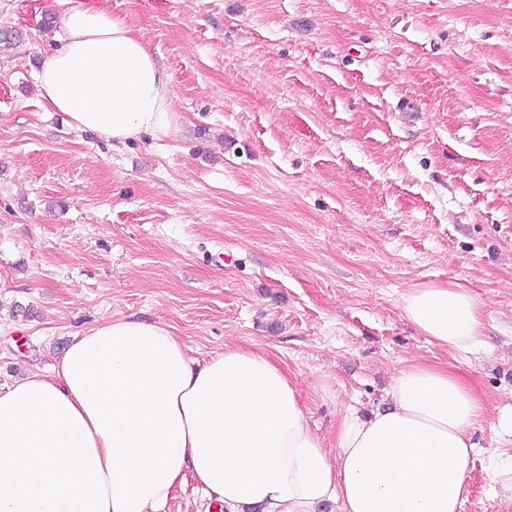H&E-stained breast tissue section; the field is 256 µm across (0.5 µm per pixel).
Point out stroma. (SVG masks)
Listing matches in <instances>:
<instances>
[{"label": "stroma", "instance_id": "35a3bbf8", "mask_svg": "<svg viewBox=\"0 0 512 512\" xmlns=\"http://www.w3.org/2000/svg\"><path fill=\"white\" fill-rule=\"evenodd\" d=\"M88 2L170 74L177 127H70L36 79L63 0H0V386L136 316L196 361L262 348L330 446L413 364L512 402V0ZM430 284L480 302L479 349L406 320ZM473 440L462 512H512L492 418Z\"/></svg>", "mask_w": 512, "mask_h": 512}]
</instances>
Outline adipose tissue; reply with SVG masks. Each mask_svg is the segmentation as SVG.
<instances>
[{"label":"adipose tissue","instance_id":"adipose-tissue-1","mask_svg":"<svg viewBox=\"0 0 512 512\" xmlns=\"http://www.w3.org/2000/svg\"><path fill=\"white\" fill-rule=\"evenodd\" d=\"M41 95L71 127L115 145L168 135V73L125 19L66 0ZM417 330L446 350L479 346L478 300L425 285L403 297ZM487 415L449 367L411 365L390 401L344 415L328 448L287 372L261 349L197 362L170 325L132 317L75 336L53 376L0 389V512H163L192 476L231 512H461Z\"/></svg>","mask_w":512,"mask_h":512}]
</instances>
